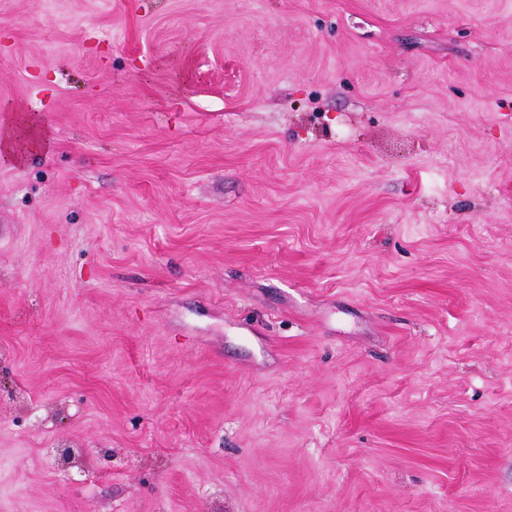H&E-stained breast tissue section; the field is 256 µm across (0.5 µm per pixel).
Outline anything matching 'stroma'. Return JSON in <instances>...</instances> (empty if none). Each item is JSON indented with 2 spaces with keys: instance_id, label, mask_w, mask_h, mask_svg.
Instances as JSON below:
<instances>
[{
  "instance_id": "stroma-1",
  "label": "stroma",
  "mask_w": 512,
  "mask_h": 512,
  "mask_svg": "<svg viewBox=\"0 0 512 512\" xmlns=\"http://www.w3.org/2000/svg\"><path fill=\"white\" fill-rule=\"evenodd\" d=\"M15 103L0 512H512V0H0ZM14 117L0 128V155L17 165L24 164L31 154L49 145L45 119L37 112H27L21 104L13 106Z\"/></svg>"
}]
</instances>
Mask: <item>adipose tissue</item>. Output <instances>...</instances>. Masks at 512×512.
Wrapping results in <instances>:
<instances>
[{
    "label": "adipose tissue",
    "instance_id": "1",
    "mask_svg": "<svg viewBox=\"0 0 512 512\" xmlns=\"http://www.w3.org/2000/svg\"><path fill=\"white\" fill-rule=\"evenodd\" d=\"M14 117L0 127V156L15 164H23L31 154L49 145L47 125L39 114L27 111L23 105H14Z\"/></svg>",
    "mask_w": 512,
    "mask_h": 512
}]
</instances>
